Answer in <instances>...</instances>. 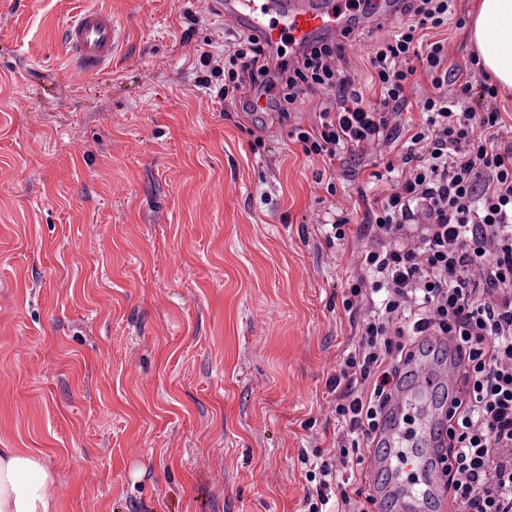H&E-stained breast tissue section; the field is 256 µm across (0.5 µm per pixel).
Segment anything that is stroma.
I'll return each instance as SVG.
<instances>
[{
	"label": "stroma",
	"instance_id": "1",
	"mask_svg": "<svg viewBox=\"0 0 512 512\" xmlns=\"http://www.w3.org/2000/svg\"><path fill=\"white\" fill-rule=\"evenodd\" d=\"M205 2L0 0V448L42 459L55 512H305L302 453L336 444L353 245L324 227L400 146L328 194L288 135L328 94L286 123L211 99L200 55L235 33ZM472 2L434 33L449 65ZM87 9L118 39L82 75L60 33ZM377 37L343 62L368 97Z\"/></svg>",
	"mask_w": 512,
	"mask_h": 512
}]
</instances>
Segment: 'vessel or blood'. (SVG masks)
Instances as JSON below:
<instances>
[{"mask_svg":"<svg viewBox=\"0 0 512 512\" xmlns=\"http://www.w3.org/2000/svg\"><path fill=\"white\" fill-rule=\"evenodd\" d=\"M358 0H209L225 24L259 37L269 49L292 55L342 37ZM63 40L83 73L112 59L116 27L111 14L89 9L65 26ZM464 350L453 336L419 337L391 392L367 458L375 512H450L442 480L454 400L462 387L457 364Z\"/></svg>","mask_w":512,"mask_h":512,"instance_id":"obj_1","label":"vessel or blood"}]
</instances>
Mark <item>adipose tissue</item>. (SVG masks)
<instances>
[{"instance_id":"ef3b65f1","label":"adipose tissue","mask_w":512,"mask_h":512,"mask_svg":"<svg viewBox=\"0 0 512 512\" xmlns=\"http://www.w3.org/2000/svg\"><path fill=\"white\" fill-rule=\"evenodd\" d=\"M467 37L484 70L512 89V0H476ZM53 483L39 457L0 448V512H54Z\"/></svg>"}]
</instances>
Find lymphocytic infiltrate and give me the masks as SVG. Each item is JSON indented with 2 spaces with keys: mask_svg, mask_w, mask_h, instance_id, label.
<instances>
[{
  "mask_svg": "<svg viewBox=\"0 0 512 512\" xmlns=\"http://www.w3.org/2000/svg\"><path fill=\"white\" fill-rule=\"evenodd\" d=\"M401 12L406 23L379 39L370 58L369 100L341 66L343 44L315 45L274 70L254 35L224 51L217 95L243 111L263 97L285 122L301 95L332 92L316 125L290 131L328 169L402 144L395 160L370 174L386 188L364 212L365 241L351 254L356 273L341 292L360 340L329 383L336 452L302 457L314 485L305 503L308 512H366L347 467L363 462L415 339L454 336L466 348L448 443L454 512H512V141L504 139L498 89L477 60L457 73L446 42L428 36L447 26L455 0H401ZM422 75L431 90L418 101L421 124L408 134L402 113ZM247 84L254 96L239 100Z\"/></svg>",
  "mask_w": 512,
  "mask_h": 512,
  "instance_id": "obj_1",
  "label": "lymphocytic infiltrate"
}]
</instances>
